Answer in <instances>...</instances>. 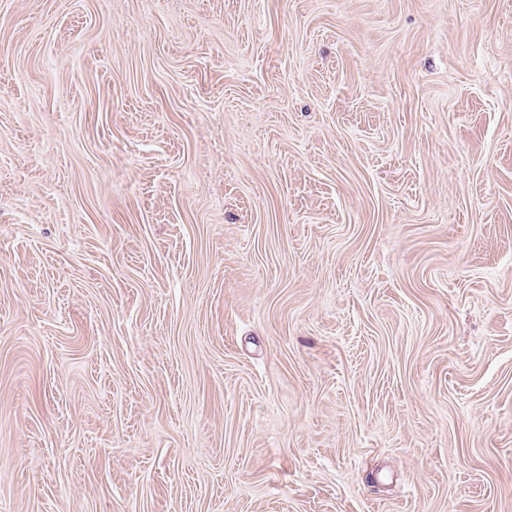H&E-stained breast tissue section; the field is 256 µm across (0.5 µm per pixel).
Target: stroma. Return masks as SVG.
Instances as JSON below:
<instances>
[{"mask_svg":"<svg viewBox=\"0 0 512 512\" xmlns=\"http://www.w3.org/2000/svg\"><path fill=\"white\" fill-rule=\"evenodd\" d=\"M0 512H512V0H0Z\"/></svg>","mask_w":512,"mask_h":512,"instance_id":"1","label":"stroma"}]
</instances>
